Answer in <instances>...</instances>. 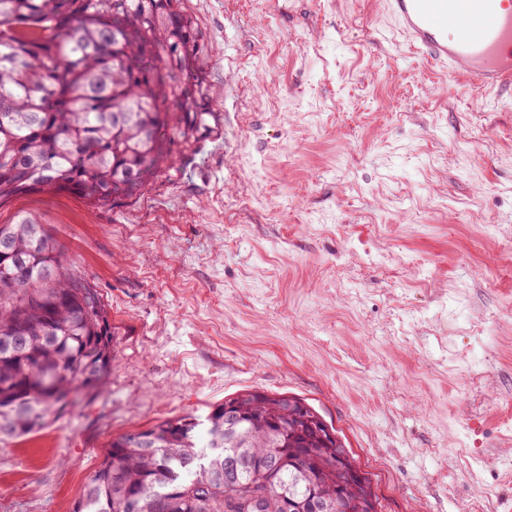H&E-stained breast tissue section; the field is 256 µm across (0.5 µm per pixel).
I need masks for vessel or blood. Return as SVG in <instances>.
<instances>
[{
  "instance_id": "obj_1",
  "label": "vessel or blood",
  "mask_w": 512,
  "mask_h": 512,
  "mask_svg": "<svg viewBox=\"0 0 512 512\" xmlns=\"http://www.w3.org/2000/svg\"><path fill=\"white\" fill-rule=\"evenodd\" d=\"M409 46L440 71L512 100V0H384Z\"/></svg>"
}]
</instances>
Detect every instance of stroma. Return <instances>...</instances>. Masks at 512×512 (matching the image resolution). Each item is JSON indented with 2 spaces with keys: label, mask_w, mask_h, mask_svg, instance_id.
<instances>
[{
  "label": "stroma",
  "mask_w": 512,
  "mask_h": 512,
  "mask_svg": "<svg viewBox=\"0 0 512 512\" xmlns=\"http://www.w3.org/2000/svg\"><path fill=\"white\" fill-rule=\"evenodd\" d=\"M211 111L141 194L33 192L98 292L90 404L0 442V512H73L105 443L305 399L378 512H512V103L432 71L383 0H180Z\"/></svg>",
  "instance_id": "obj_1"
}]
</instances>
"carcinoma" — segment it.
Listing matches in <instances>:
<instances>
[{
    "label": "carcinoma",
    "instance_id": "carcinoma-1",
    "mask_svg": "<svg viewBox=\"0 0 512 512\" xmlns=\"http://www.w3.org/2000/svg\"><path fill=\"white\" fill-rule=\"evenodd\" d=\"M170 0H0V206L31 192L71 193L92 205L121 201L135 175L148 185L174 162L176 138L206 125L193 18ZM14 257L0 258V337H25L21 354L0 353V415L18 395L38 417L11 438L41 430L59 410L92 402L112 370L105 304L42 225L26 216L0 224ZM26 267L10 279L14 260ZM50 267L54 275L43 276ZM297 397L251 391L205 419L167 418L117 436L73 512H279L280 495L315 490L317 512H367L336 470V432ZM239 404L237 446L224 444V405ZM236 455L235 496L216 476Z\"/></svg>",
    "mask_w": 512,
    "mask_h": 512
}]
</instances>
